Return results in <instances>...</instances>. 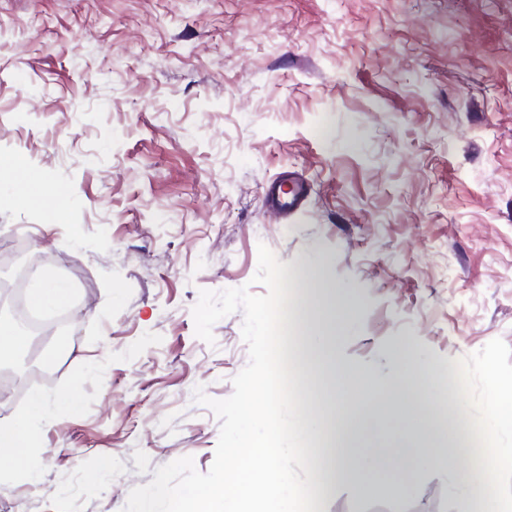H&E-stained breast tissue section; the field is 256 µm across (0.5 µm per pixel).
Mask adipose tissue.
<instances>
[{"instance_id":"adipose-tissue-1","label":"adipose tissue","mask_w":512,"mask_h":512,"mask_svg":"<svg viewBox=\"0 0 512 512\" xmlns=\"http://www.w3.org/2000/svg\"><path fill=\"white\" fill-rule=\"evenodd\" d=\"M297 385L302 389L308 405L314 406L318 420L312 430L321 432L326 447L336 450L337 459L329 460L326 474L330 481H357L362 492L371 493L385 488L393 496L402 497L412 492L415 467L404 461L394 466H372L364 476L343 466L344 458H373L377 448L370 442L373 429L382 426L388 419L390 407L406 413H414L423 388L432 383L438 372L435 366L417 363L401 369L398 392L393 400L375 395L365 407L351 417H343L336 410L335 396L331 391L334 370L329 352L324 346L302 342L297 347L293 364ZM79 399L76 394H66L56 402L33 396L26 407L14 416L0 420V462H6L19 472L28 485L37 486L42 480V470L37 467L30 450L38 444L45 426L52 423L56 411L78 413ZM429 464L451 470L455 483L469 493L476 507L491 503L493 512H512V505L495 500L489 474L498 466L512 464V448H487L483 451V467L474 470L457 466L447 449L436 447L427 455Z\"/></svg>"}]
</instances>
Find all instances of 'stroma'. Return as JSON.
<instances>
[{"instance_id": "obj_1", "label": "stroma", "mask_w": 512, "mask_h": 512, "mask_svg": "<svg viewBox=\"0 0 512 512\" xmlns=\"http://www.w3.org/2000/svg\"><path fill=\"white\" fill-rule=\"evenodd\" d=\"M61 209L42 230L13 164ZM300 179L298 213L264 188ZM71 287L59 374L0 404L77 392L40 440L44 477L0 465V512H123L157 468L213 462L249 362L242 312L196 337L200 290L254 283L258 248L299 276L324 264L349 303L330 346L337 407L361 372L389 388L412 363L448 366L450 411L391 413L396 453L512 448L491 431L487 371L512 376V0H0V241ZM433 426L432 438L421 430ZM317 512H474L444 470L405 497L317 485Z\"/></svg>"}]
</instances>
